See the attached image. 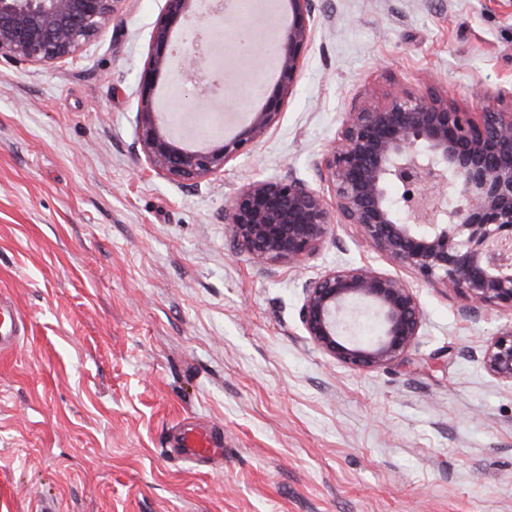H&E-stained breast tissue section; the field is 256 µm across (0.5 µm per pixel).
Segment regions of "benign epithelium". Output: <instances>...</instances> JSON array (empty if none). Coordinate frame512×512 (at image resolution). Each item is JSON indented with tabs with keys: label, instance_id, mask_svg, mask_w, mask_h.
Listing matches in <instances>:
<instances>
[{
	"label": "benign epithelium",
	"instance_id": "7a95c632",
	"mask_svg": "<svg viewBox=\"0 0 512 512\" xmlns=\"http://www.w3.org/2000/svg\"><path fill=\"white\" fill-rule=\"evenodd\" d=\"M124 0H0V59L17 66L70 59L121 20ZM288 25L273 31V84L262 86L248 121L202 146L185 143L157 108L161 78L185 100L223 93L197 75L210 63L214 17L226 0H165L152 33L138 92L137 140L145 162L177 181H195L251 154L280 120L311 38L312 0H287ZM489 92L476 117L435 91L389 95L382 106L348 112L320 164L333 203L290 175L257 177L224 205V223L241 250L261 263L302 265L337 224L356 225L365 242L426 284L442 283L484 308L512 312V106ZM398 188L393 198L389 189ZM381 321L368 343L351 334L353 309ZM300 323L339 364L375 370L408 361L423 312L416 288L368 265L336 266L303 284ZM485 369L512 383V325L490 338Z\"/></svg>",
	"mask_w": 512,
	"mask_h": 512
}]
</instances>
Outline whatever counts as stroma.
I'll list each match as a JSON object with an SVG mask.
<instances>
[{"label":"stroma","mask_w":512,"mask_h":512,"mask_svg":"<svg viewBox=\"0 0 512 512\" xmlns=\"http://www.w3.org/2000/svg\"><path fill=\"white\" fill-rule=\"evenodd\" d=\"M164 0H126L73 59L0 61V297L20 343L0 354V512H512V384L482 363L512 314L420 283L351 224L301 268L257 263L224 224L256 176L327 192L319 162L346 112L434 88L481 111L512 88V0H314L313 36L280 122L200 183L140 163L138 87ZM268 52L264 21L216 39ZM254 71L226 97L161 107L232 130ZM372 265L416 285L411 365L359 371L305 335L302 285ZM224 435V456L178 453L179 424Z\"/></svg>","instance_id":"obj_1"}]
</instances>
